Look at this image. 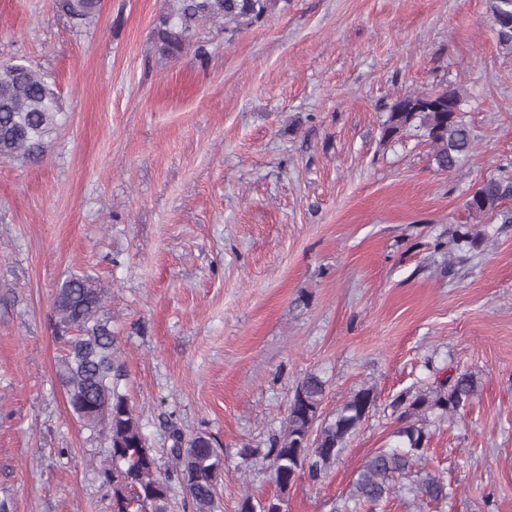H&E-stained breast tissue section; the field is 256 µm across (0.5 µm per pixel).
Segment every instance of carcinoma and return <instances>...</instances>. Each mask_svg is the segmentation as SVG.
Segmentation results:
<instances>
[{"label": "carcinoma", "instance_id": "obj_1", "mask_svg": "<svg viewBox=\"0 0 512 512\" xmlns=\"http://www.w3.org/2000/svg\"><path fill=\"white\" fill-rule=\"evenodd\" d=\"M279 0H167V9L155 27L161 54L178 57L188 49L207 56L200 28L216 25L236 34L261 24ZM76 24H87L99 12L100 0H57ZM494 19L500 22L498 41L512 48V0H491ZM461 103L457 88L412 93L396 99L383 123V137L391 140L407 130L423 131L432 146V162L439 172L462 166L474 151L470 128L460 112L448 111V97ZM63 108L56 86L40 69L27 63L0 64V158L31 163L43 157L52 135L61 126ZM512 176L501 175L480 183L466 200L475 217L489 216L512 224ZM105 296L85 277L74 276L57 289L52 326L62 352L58 379L78 419L104 440L111 467L103 470L112 488V512H168L172 488L184 494L190 512H216L224 475V453L211 437L184 438L180 428L168 429L167 455L171 471L158 475L157 459L143 433L140 418L127 397L118 391L114 355L115 337L99 316ZM327 381L317 373L301 379L293 392L286 425L269 448L245 446L239 454L253 464L271 461L280 496L261 499L251 494L238 502L237 512H279L284 495L302 475L319 481L349 447L375 406L373 388L352 392L332 418L322 417ZM479 392L477 378L468 371L452 374L434 387L414 394L404 392L393 401L402 426L395 432V447L381 448L368 457L351 480L344 508L336 512H373L387 501L396 483L407 480L416 496L436 505L448 503V485L427 469L431 432L428 415L448 419L473 403Z\"/></svg>", "mask_w": 512, "mask_h": 512}]
</instances>
